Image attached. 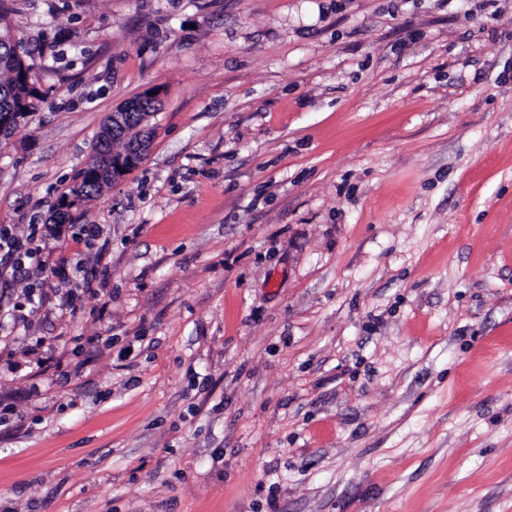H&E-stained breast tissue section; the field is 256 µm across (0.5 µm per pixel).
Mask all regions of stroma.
I'll use <instances>...</instances> for the list:
<instances>
[{"mask_svg": "<svg viewBox=\"0 0 512 512\" xmlns=\"http://www.w3.org/2000/svg\"><path fill=\"white\" fill-rule=\"evenodd\" d=\"M5 4L0 226L159 102L0 268V512H512V0ZM20 56L15 54L11 59L0 65V111L15 107L22 111L37 112L40 103L44 102V94L36 85L28 86L20 81V75L15 74L17 65L22 67L23 62L30 64V52L20 40ZM32 60V59H31ZM10 61L15 63L12 65ZM11 63V64H10ZM145 105L141 106L139 111L149 109L154 112L155 105H151L149 100H145ZM139 109V104L132 101L131 98L124 101L119 107L110 112L103 122L98 136L97 144L94 152L88 159L93 174L102 184H115L127 175L126 171L130 166L140 164L148 155L151 146V137L147 122L152 116V112H141L139 124L128 130V117ZM137 113H134L135 119ZM114 137L124 140H132L127 144V148L121 152H115L111 149L112 139ZM81 185L79 190L86 196L98 197L102 190L97 179L89 178L87 175L80 173ZM78 177V178H79ZM80 178L72 186H79ZM38 229L36 226H31L29 234L24 239L12 234L8 229L0 228V266L11 264L14 269L21 272L26 269L25 262H27V269L41 270L43 261L39 249L30 246L35 240Z\"/></svg>", "mask_w": 512, "mask_h": 512, "instance_id": "obj_1", "label": "stroma"}]
</instances>
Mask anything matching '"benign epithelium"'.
<instances>
[{
    "label": "benign epithelium",
    "mask_w": 512,
    "mask_h": 512,
    "mask_svg": "<svg viewBox=\"0 0 512 512\" xmlns=\"http://www.w3.org/2000/svg\"><path fill=\"white\" fill-rule=\"evenodd\" d=\"M139 109V104L130 99L110 112L103 122L94 152L88 159L93 174L103 184H115L126 176L129 167L141 163L150 150L151 137L147 122L152 116L150 112L141 113L139 124L128 129V117ZM28 121V115L21 112H1L0 129L20 128ZM86 206L82 198L75 195L65 199L58 214L64 219H56V223H68L74 212Z\"/></svg>",
    "instance_id": "1"
}]
</instances>
